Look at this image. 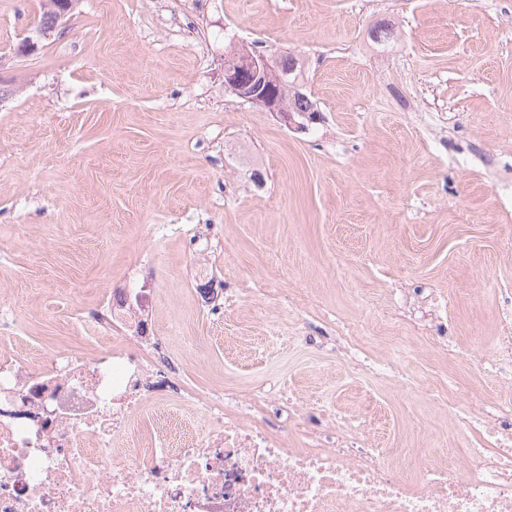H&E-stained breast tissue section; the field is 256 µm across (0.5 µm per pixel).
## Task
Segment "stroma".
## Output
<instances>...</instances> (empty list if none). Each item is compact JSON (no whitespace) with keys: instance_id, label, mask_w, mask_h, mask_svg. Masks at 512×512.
<instances>
[{"instance_id":"stroma-1","label":"stroma","mask_w":512,"mask_h":512,"mask_svg":"<svg viewBox=\"0 0 512 512\" xmlns=\"http://www.w3.org/2000/svg\"><path fill=\"white\" fill-rule=\"evenodd\" d=\"M44 4L0 0V349L90 352L137 285L190 395L275 383L387 448L512 398L479 358L512 331V0H79L15 55ZM242 44L301 59L307 132L225 90ZM346 321L400 377L333 348Z\"/></svg>"}]
</instances>
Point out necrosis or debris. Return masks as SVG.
Returning a JSON list of instances; mask_svg holds the SVG:
<instances>
[{
    "label": "necrosis or debris",
    "mask_w": 512,
    "mask_h": 512,
    "mask_svg": "<svg viewBox=\"0 0 512 512\" xmlns=\"http://www.w3.org/2000/svg\"><path fill=\"white\" fill-rule=\"evenodd\" d=\"M152 291L111 293L89 318L91 354L0 351V512H512V443L485 415L479 446L435 444L414 472L323 406L299 409L292 435L257 419L263 400L204 398L210 434L164 341L148 335Z\"/></svg>",
    "instance_id": "4bbe7bcc"
}]
</instances>
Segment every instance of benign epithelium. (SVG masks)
Listing matches in <instances>:
<instances>
[{
    "label": "benign epithelium",
    "instance_id": "7a95c632",
    "mask_svg": "<svg viewBox=\"0 0 512 512\" xmlns=\"http://www.w3.org/2000/svg\"><path fill=\"white\" fill-rule=\"evenodd\" d=\"M77 4V0H59L55 3V23L53 29H62L67 17ZM50 30L41 24L35 26L32 34L24 37L15 49L18 55L35 52L39 43L48 37ZM284 83L279 73L278 59L264 53L240 48L234 62L224 61L225 90L239 99L266 112L284 127L294 132H305L309 125L319 118V113L306 111L294 113L276 94L274 85Z\"/></svg>",
    "mask_w": 512,
    "mask_h": 512
}]
</instances>
